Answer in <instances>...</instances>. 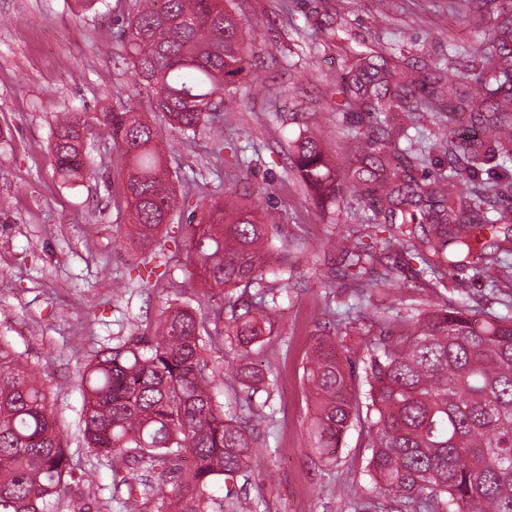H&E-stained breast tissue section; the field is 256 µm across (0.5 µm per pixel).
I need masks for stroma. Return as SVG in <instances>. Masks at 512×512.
Segmentation results:
<instances>
[{
	"label": "stroma",
	"instance_id": "35a3bbf8",
	"mask_svg": "<svg viewBox=\"0 0 512 512\" xmlns=\"http://www.w3.org/2000/svg\"><path fill=\"white\" fill-rule=\"evenodd\" d=\"M252 27L249 65L237 84L236 111L220 113L218 132L199 128L191 138L165 129L152 109L153 95L134 75L124 23L134 0H105L75 14L71 0H0V335L8 337L53 388L49 405L76 472L94 470L108 512H126L125 486L106 459L81 441L83 396L79 367L97 351L130 336H150L171 303L212 316L219 298L205 299L189 280L179 256L189 225L220 193H236L271 212L276 221L270 267L287 266L289 281L280 314L254 360L269 376L268 391L242 390L224 369L222 337L206 340L203 354L222 385L217 400L243 419L259 423L262 454L234 489L253 499L256 512H404L398 498L366 474V427L355 423L340 447H314L311 398L303 367L318 339L340 325L357 328L348 349L363 352L378 329L380 311L394 334L405 335L412 309L447 298L464 300L477 322L504 312L512 282L491 285L467 265L449 268L442 287L413 276L400 250L389 253L393 281L380 282L382 267L357 281L328 247L348 234L380 244L374 225L363 223L364 199L349 197L355 178L372 181L378 157L391 139L373 124L361 103L342 107L334 91L342 52L330 34L343 27L351 46L387 59L397 72L456 73L460 94L474 88V53L490 48L504 0H233ZM404 48V62L390 48ZM136 104L165 130L159 148L178 194L188 205L172 214L163 242L144 250L133 240L126 206V168L120 146L91 148L98 177L63 180L51 164L49 144L56 113L119 110ZM396 122L413 138L410 177L420 183L448 176L459 163L437 134L446 113L400 108ZM319 130L337 163L341 191L322 202L302 180L293 146ZM244 147L248 162L232 153ZM468 187L494 186L491 211L501 212V236L512 235V161H488L470 174ZM150 261L161 281L147 287L131 280L134 265Z\"/></svg>",
	"mask_w": 512,
	"mask_h": 512
}]
</instances>
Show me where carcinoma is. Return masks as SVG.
I'll use <instances>...</instances> for the list:
<instances>
[{"label":"carcinoma","mask_w":512,"mask_h":512,"mask_svg":"<svg viewBox=\"0 0 512 512\" xmlns=\"http://www.w3.org/2000/svg\"><path fill=\"white\" fill-rule=\"evenodd\" d=\"M131 63L153 91L154 111L182 134L214 124L216 112L233 103V85L246 71V28L224 0H137L127 20ZM499 49L482 53L471 101L448 96V111L480 124L482 139L464 148L472 172L497 153L512 156V111L480 112L485 99L512 104V13L496 25ZM337 91L351 103L355 93L370 102L375 123L394 109L387 96L392 71L350 48ZM430 107L439 98L423 76L404 84ZM93 122L98 133L124 150L126 198L132 235L150 246L168 211L179 206L165 158L162 134L147 116L120 111L60 112L52 130V159L66 180L95 175L98 165L82 138ZM296 163L304 181L322 198L336 199V168L321 140L301 137ZM374 198L362 216L367 224L397 225L382 239L436 276L448 268V225H458L456 245L478 260L476 271L496 283L512 271L486 257L482 236L497 220L486 215L489 194L458 190L456 175L419 184L400 166L379 160ZM270 225L261 208L231 195L210 201L190 225L185 251L208 297L224 292L225 335L239 351L226 363L247 392L266 391L270 381L251 359L279 310L278 282L288 270L268 268ZM354 271L378 259L376 250L345 235L334 244ZM385 331L358 357L368 386L360 399L353 360L336 342L318 343L305 379L312 398L318 448H335L365 413L371 456L367 473L398 495L410 512H512V316L492 315L481 324L459 301L445 300L425 314L408 316L413 332ZM204 320L183 305L162 312L154 337L133 336L97 353L80 374L84 389L83 435L104 453L110 467L132 464L158 475L149 485L135 475L125 508L138 512L135 493L158 500V512H207L211 487L242 476L259 440L254 428L228 416L216 400L218 383L203 357ZM48 388L40 375L0 336V512H47L73 464L52 427ZM172 485L166 492L164 487Z\"/></svg>","instance_id":"1"}]
</instances>
